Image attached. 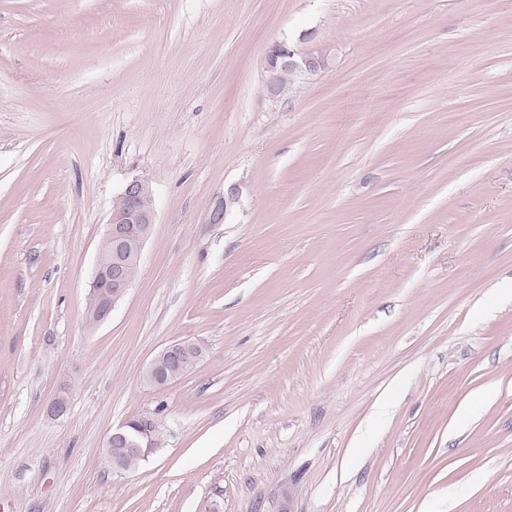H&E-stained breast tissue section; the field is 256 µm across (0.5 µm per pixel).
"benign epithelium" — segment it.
I'll return each instance as SVG.
<instances>
[{
	"mask_svg": "<svg viewBox=\"0 0 512 512\" xmlns=\"http://www.w3.org/2000/svg\"><path fill=\"white\" fill-rule=\"evenodd\" d=\"M327 64L325 54L317 47L300 52L284 43L272 45L265 59V68L272 76L285 67L303 75H314L324 70ZM151 197L152 189L146 180L134 178L128 181L119 194L122 205L112 209L105 225L103 239L110 243L111 252L105 260L96 258L94 282L91 283L94 290L89 299V307L103 322L111 318L117 303L134 281L133 271L138 268L155 220L154 207L147 204ZM201 355L200 347L192 342L171 343L149 363L143 379L151 387L167 386L184 374V360L197 361ZM141 420L144 424L136 439L129 438L126 422L112 428L108 435L105 447L113 470L126 471L131 456L144 458L155 450L156 431L148 424L150 417L143 416Z\"/></svg>",
	"mask_w": 512,
	"mask_h": 512,
	"instance_id": "1",
	"label": "benign epithelium"
}]
</instances>
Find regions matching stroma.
<instances>
[{"label":"stroma","mask_w":512,"mask_h":512,"mask_svg":"<svg viewBox=\"0 0 512 512\" xmlns=\"http://www.w3.org/2000/svg\"><path fill=\"white\" fill-rule=\"evenodd\" d=\"M277 41L329 65L270 96ZM0 512H512V0H0ZM152 195L145 179L128 181L119 194L122 205L112 209L105 225L103 239L110 243L111 252L106 260L96 258L94 282L89 284V288H99L97 292L91 290L89 307L100 315V323L111 318L135 279L133 271L138 268L155 220ZM149 198L152 206L147 204ZM201 355L200 347L192 342L171 343L149 363L143 379L151 387L167 386L186 372L181 369L185 359L192 358L197 362ZM128 425L129 421L112 427V432L105 442L106 451L115 471H128L131 455L144 458L156 449L157 434L151 424L144 423L141 425L137 439L129 438Z\"/></svg>","instance_id":"1"}]
</instances>
